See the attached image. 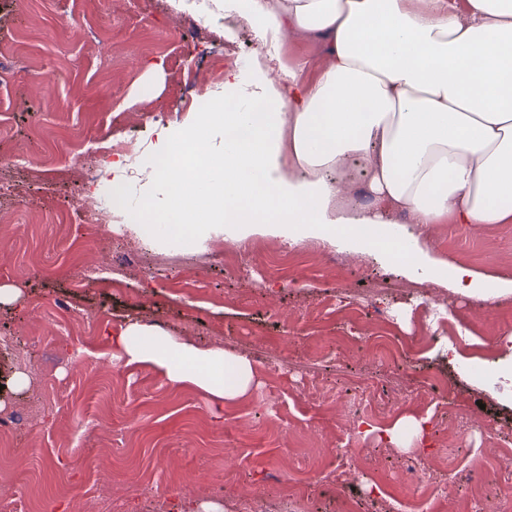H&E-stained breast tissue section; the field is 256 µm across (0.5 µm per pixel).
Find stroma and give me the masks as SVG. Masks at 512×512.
Segmentation results:
<instances>
[{"label":"stroma","mask_w":512,"mask_h":512,"mask_svg":"<svg viewBox=\"0 0 512 512\" xmlns=\"http://www.w3.org/2000/svg\"><path fill=\"white\" fill-rule=\"evenodd\" d=\"M144 24L125 28L116 0H0V47L24 78L0 85V285L16 288L0 303V419L15 416L0 457L21 512H180L184 503L236 512L239 495L263 496L270 512H419L407 449L359 435L358 420L391 426L426 416L430 431L453 444L444 459L428 454L431 481L449 468L487 461L474 481L432 499L433 512H467L473 497L512 512L492 457L512 448V382L494 368L512 331V294L460 295L448 270L461 265L512 280L511 224H435L423 237L408 218L391 225L413 238L429 263L387 261L360 251L344 234L298 244L223 233L168 248L140 239L122 215L75 226L70 206L90 194L63 170L78 145L127 138L135 128L118 112H169L161 130L191 127L180 81L201 55L172 51L175 27L192 26L188 0H132ZM216 49L234 38L242 66L228 69L236 90L252 95L267 63L247 33L232 36L215 0L207 19ZM282 55L311 81L325 49L312 38L284 43ZM128 251L111 280L80 282L100 242ZM260 248L262 262L234 269L224 249ZM483 333L461 340L456 315ZM251 358L259 383L234 404L191 385H170L149 364H121L89 377L74 355L112 351L109 332L127 319ZM26 386L13 384L17 374ZM367 388L362 417L340 413L337 396ZM361 458V472L327 485L330 451Z\"/></svg>","instance_id":"obj_1"}]
</instances>
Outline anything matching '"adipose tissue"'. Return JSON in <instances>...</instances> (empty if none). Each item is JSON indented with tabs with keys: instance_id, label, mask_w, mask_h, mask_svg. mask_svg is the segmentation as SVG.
<instances>
[{
	"instance_id": "ef3b65f1",
	"label": "adipose tissue",
	"mask_w": 512,
	"mask_h": 512,
	"mask_svg": "<svg viewBox=\"0 0 512 512\" xmlns=\"http://www.w3.org/2000/svg\"><path fill=\"white\" fill-rule=\"evenodd\" d=\"M273 45L323 42L312 83L296 71L265 80L242 111L225 101L181 135L163 136L153 169L166 202L146 234L192 240L206 207L239 235L266 219L288 241L335 233L349 160L369 177L372 203L354 216L391 250L387 224L512 223V0H232ZM224 149L212 153L215 129ZM127 363H148L173 385L233 401L256 386L252 361L179 341L130 320L112 334Z\"/></svg>"
}]
</instances>
